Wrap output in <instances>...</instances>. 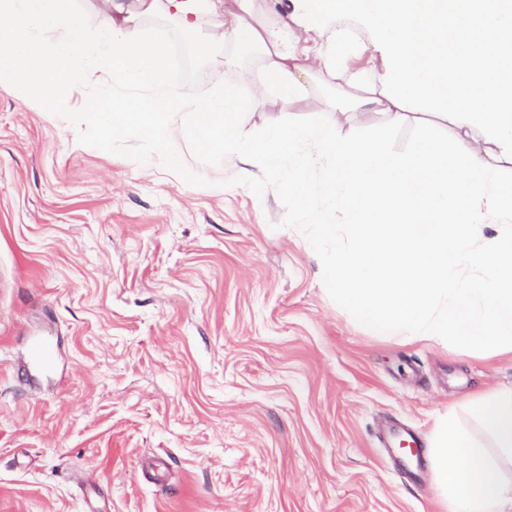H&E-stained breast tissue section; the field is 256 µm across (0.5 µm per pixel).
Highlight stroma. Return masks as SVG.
Returning a JSON list of instances; mask_svg holds the SVG:
<instances>
[{"mask_svg":"<svg viewBox=\"0 0 512 512\" xmlns=\"http://www.w3.org/2000/svg\"><path fill=\"white\" fill-rule=\"evenodd\" d=\"M254 102L242 128L325 113ZM186 184L80 144L0 86V512H448L380 434L430 440L512 388V356L376 336L329 296L277 193L238 161ZM59 340L20 380L33 334Z\"/></svg>","mask_w":512,"mask_h":512,"instance_id":"stroma-1","label":"stroma"}]
</instances>
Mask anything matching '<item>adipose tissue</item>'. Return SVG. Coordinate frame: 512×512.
<instances>
[{
  "label": "adipose tissue",
  "mask_w": 512,
  "mask_h": 512,
  "mask_svg": "<svg viewBox=\"0 0 512 512\" xmlns=\"http://www.w3.org/2000/svg\"><path fill=\"white\" fill-rule=\"evenodd\" d=\"M237 4L233 19L200 39L198 48L207 60L227 43L240 45L246 53L258 51L263 78L253 90L254 98L272 93L296 100L306 92L313 73L337 76L340 49L351 42L348 33L336 32L327 42L296 55L285 47L280 32L252 23L253 0ZM469 410L492 439L497 456L474 442L454 417H441L433 433V480L448 512H512V388L483 393L470 402Z\"/></svg>",
  "instance_id": "obj_1"
}]
</instances>
